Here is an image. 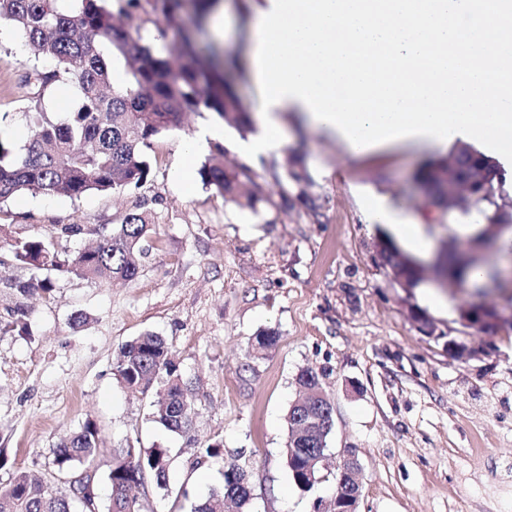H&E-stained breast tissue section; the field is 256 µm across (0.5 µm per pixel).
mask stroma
Instances as JSON below:
<instances>
[{
	"instance_id": "obj_1",
	"label": "stroma",
	"mask_w": 512,
	"mask_h": 512,
	"mask_svg": "<svg viewBox=\"0 0 512 512\" xmlns=\"http://www.w3.org/2000/svg\"><path fill=\"white\" fill-rule=\"evenodd\" d=\"M250 4L230 0L222 31L203 25L199 52L246 60ZM24 55L19 32L0 22V139L17 156L32 135L24 118L33 92ZM283 119L281 149L260 159L238 147L248 133L233 132L224 144L225 161L251 170L258 186L252 208L225 203L200 182L183 192V147L210 120L193 112L155 142L152 175L140 188L77 200L23 195L0 206V224L8 227L0 233V278L10 280L32 275L12 261L14 239L54 238L56 225L78 224L82 234L55 238L74 253L130 211L144 212L149 224L148 253L134 279L108 285L60 275L48 300L0 285V321L21 317L29 326L22 336L0 334V482L18 471L48 477L56 443L90 420L103 448L98 474L113 449H169L167 489L150 480L139 489L146 512H192L222 486L232 462L249 467L251 512H313L316 500L333 494L335 478L301 491L283 455L296 376L309 368L334 405L331 454L348 449L361 464L359 512H512V329L464 327L458 310L473 300L471 288H442L444 309L422 304L430 279L400 288L376 252L388 229L368 224L361 207L374 192L420 215L433 253L446 240H467L484 217L423 209L414 180L446 149L401 143L356 155L300 113ZM289 150L304 159L316 211L297 202L288 176L269 174ZM419 309L443 339L418 331L409 313ZM79 312L88 317L80 327L73 323ZM265 328L278 332L277 346L248 356ZM146 332L164 337L196 387L187 435L153 420L156 388L133 394L114 375L121 346ZM447 337L472 356L449 354ZM216 442L222 454L191 469Z\"/></svg>"
}]
</instances>
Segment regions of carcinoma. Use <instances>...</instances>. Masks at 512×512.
Returning <instances> with one entry per match:
<instances>
[{"label": "carcinoma", "instance_id": "carcinoma-1", "mask_svg": "<svg viewBox=\"0 0 512 512\" xmlns=\"http://www.w3.org/2000/svg\"><path fill=\"white\" fill-rule=\"evenodd\" d=\"M218 0H193L196 26L184 23L185 0H0V20L12 24L28 47L26 63L34 76L37 91L33 105L25 113L33 137L21 157L13 156L9 144L0 140V204L20 193L65 196L79 199L88 192L121 191L139 186L150 177L148 151L154 142L178 127L187 112L206 111L240 132L252 128L249 106L224 80V68H236L239 61L224 53V66L197 50L196 31L210 16ZM151 9L161 16L166 27L179 35L177 65L155 46L142 42L141 35L115 24V15L133 19ZM47 68L39 67L42 60ZM124 61V79L111 85L113 61ZM64 84L74 90L72 108L61 121L49 116L45 92ZM202 163V183L215 190L224 202L252 207L251 171L241 165L224 167V147ZM489 156L474 146L459 142L449 155L417 178L425 187L428 203L443 209L448 196L443 182L484 181L489 174L499 175L498 165H484ZM284 168L288 177L301 186L299 200L315 209L308 193L312 178L302 159L291 153ZM498 215L501 224H512V202H498L495 196L474 195L461 213L486 208ZM148 231L145 216L133 211L122 224L103 228L98 244L75 254L57 249L53 240L16 239L11 244L13 260L38 272L24 281H10L6 287L27 296L40 293L49 298L55 283L51 274L67 273L110 282L137 276L135 254L145 252L143 241ZM386 263L409 279L418 273L407 266L401 251L387 241ZM444 276L463 284L473 267L459 264L453 251L442 263ZM118 383L131 391L144 390L154 382L164 384V397L153 413L157 423L175 433L187 432L195 414L194 393L183 382L178 366L165 340L145 333L127 342L115 366ZM293 458H285L293 483L302 487L299 461L306 448L320 447L319 441L295 443ZM98 430L86 421L79 430L60 439L53 448L52 465L58 473L76 477L85 473L99 454ZM171 456L166 448L147 452L133 446L113 454L106 483L108 494L101 501L96 478L86 477L79 487L81 496L62 491L48 479H35L24 472L0 482V512H144L137 489L145 478L165 489L169 482ZM249 473L237 464L224 471L222 488L211 491L195 503L193 512H224V500L233 498L239 512H248L252 497Z\"/></svg>", "mask_w": 512, "mask_h": 512}]
</instances>
